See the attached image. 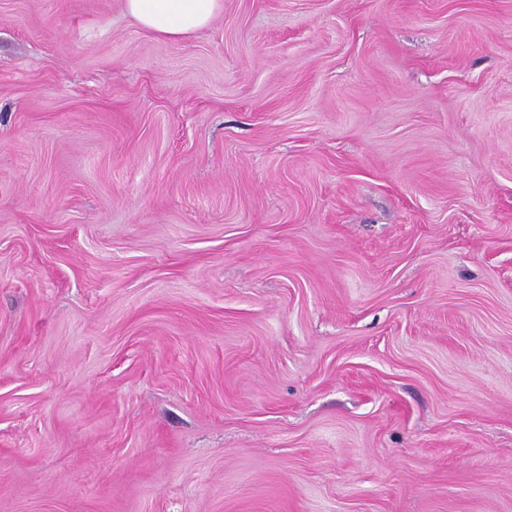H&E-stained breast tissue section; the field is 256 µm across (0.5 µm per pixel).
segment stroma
<instances>
[{
	"label": "stroma",
	"mask_w": 512,
	"mask_h": 512,
	"mask_svg": "<svg viewBox=\"0 0 512 512\" xmlns=\"http://www.w3.org/2000/svg\"><path fill=\"white\" fill-rule=\"evenodd\" d=\"M0 512H512V0H0ZM125 13L142 29L178 39L207 27L222 0H123Z\"/></svg>",
	"instance_id": "1"
}]
</instances>
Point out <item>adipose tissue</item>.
<instances>
[{
	"label": "adipose tissue",
	"instance_id": "ef3b65f1",
	"mask_svg": "<svg viewBox=\"0 0 512 512\" xmlns=\"http://www.w3.org/2000/svg\"><path fill=\"white\" fill-rule=\"evenodd\" d=\"M126 14L142 29L178 39L207 27L222 0H123Z\"/></svg>",
	"mask_w": 512,
	"mask_h": 512
}]
</instances>
